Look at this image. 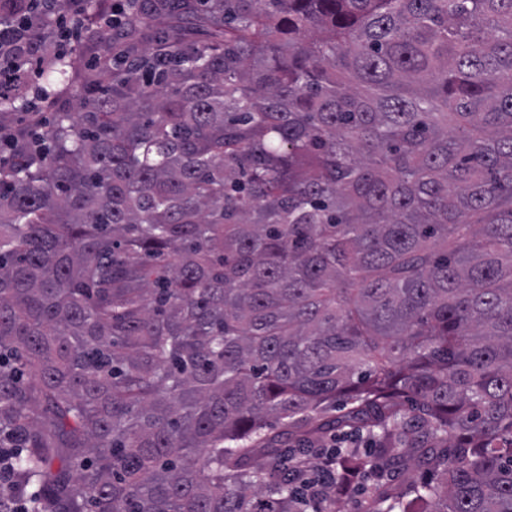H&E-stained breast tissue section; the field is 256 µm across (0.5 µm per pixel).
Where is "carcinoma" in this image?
Here are the masks:
<instances>
[{"mask_svg": "<svg viewBox=\"0 0 512 512\" xmlns=\"http://www.w3.org/2000/svg\"><path fill=\"white\" fill-rule=\"evenodd\" d=\"M43 72L77 111L0 161L33 512H325L288 460L345 427V479L437 475L363 512H512V0H132Z\"/></svg>", "mask_w": 512, "mask_h": 512, "instance_id": "1", "label": "carcinoma"}]
</instances>
